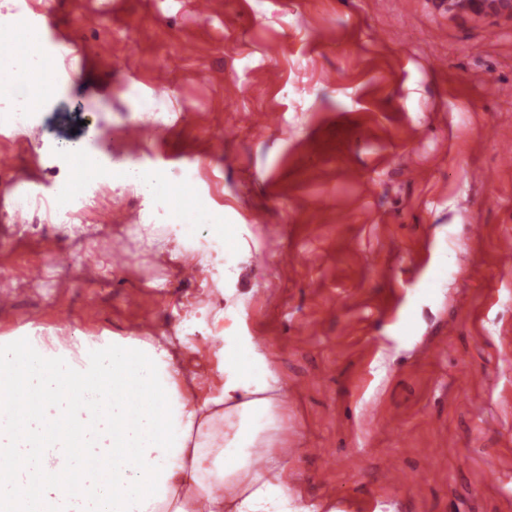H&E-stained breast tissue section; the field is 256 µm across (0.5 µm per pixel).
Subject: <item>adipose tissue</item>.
Segmentation results:
<instances>
[{
    "label": "adipose tissue",
    "mask_w": 512,
    "mask_h": 512,
    "mask_svg": "<svg viewBox=\"0 0 512 512\" xmlns=\"http://www.w3.org/2000/svg\"><path fill=\"white\" fill-rule=\"evenodd\" d=\"M125 179L166 209L164 174L133 162ZM178 347L0 336V392L13 398L0 409V512H315L276 451L278 380L253 337L214 348L210 391L181 369Z\"/></svg>",
    "instance_id": "ef3b65f1"
}]
</instances>
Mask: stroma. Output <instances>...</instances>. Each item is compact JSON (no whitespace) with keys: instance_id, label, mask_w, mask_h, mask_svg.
<instances>
[{"instance_id":"1","label":"stroma","mask_w":512,"mask_h":512,"mask_svg":"<svg viewBox=\"0 0 512 512\" xmlns=\"http://www.w3.org/2000/svg\"><path fill=\"white\" fill-rule=\"evenodd\" d=\"M63 54L28 125L0 127L20 187L69 179L52 149L75 138L132 193L94 233L26 230L0 192V336H181L207 379L218 332L237 327L269 358L288 405V476L330 512H512V17L435 0H0L24 2ZM169 90L160 111L157 68ZM157 129L141 162L199 177L187 208L241 228L231 267L151 226L105 129ZM480 151H472L474 139ZM478 224L481 234L469 233ZM101 256L81 279H27L67 240Z\"/></svg>"}]
</instances>
